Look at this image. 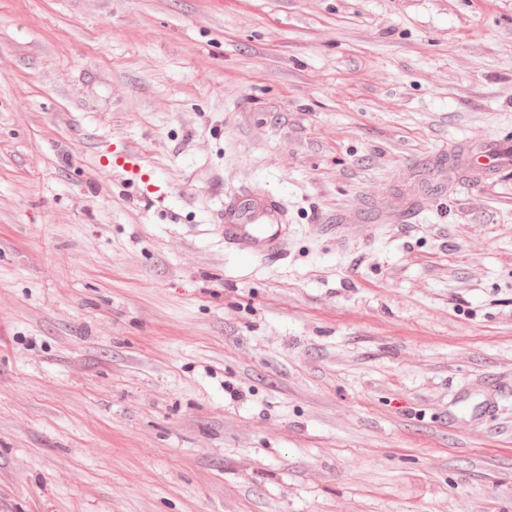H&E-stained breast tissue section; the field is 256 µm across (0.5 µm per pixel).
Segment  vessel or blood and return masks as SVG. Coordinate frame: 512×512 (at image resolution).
<instances>
[{
  "instance_id": "1",
  "label": "vessel or blood",
  "mask_w": 512,
  "mask_h": 512,
  "mask_svg": "<svg viewBox=\"0 0 512 512\" xmlns=\"http://www.w3.org/2000/svg\"><path fill=\"white\" fill-rule=\"evenodd\" d=\"M503 145L500 139L487 141L473 158L474 168L485 175L495 174ZM113 166L121 170L126 181L141 185L143 197L162 198L161 188L151 183L146 162L135 146H127ZM221 221L225 244L237 247L241 254L254 259L278 255L288 234L285 211L281 203L269 195L225 199Z\"/></svg>"
}]
</instances>
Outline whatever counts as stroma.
<instances>
[{
  "instance_id": "35a3bbf8",
  "label": "stroma",
  "mask_w": 512,
  "mask_h": 512,
  "mask_svg": "<svg viewBox=\"0 0 512 512\" xmlns=\"http://www.w3.org/2000/svg\"><path fill=\"white\" fill-rule=\"evenodd\" d=\"M491 138L512 0H0V512H512ZM505 142L501 139L487 141L481 151L473 158L474 168L485 175L495 174L499 167L500 152ZM146 161L139 153L135 146L129 145L125 149V153L120 160L116 158L113 161L112 167L121 170L125 176L124 180L133 184H143L141 195L146 198L155 197L159 201L163 198L165 193L162 192L161 187L150 183V174L146 168ZM219 229L224 243L251 258H268L280 253L288 235L281 203L269 195L233 196L224 200Z\"/></svg>"
}]
</instances>
